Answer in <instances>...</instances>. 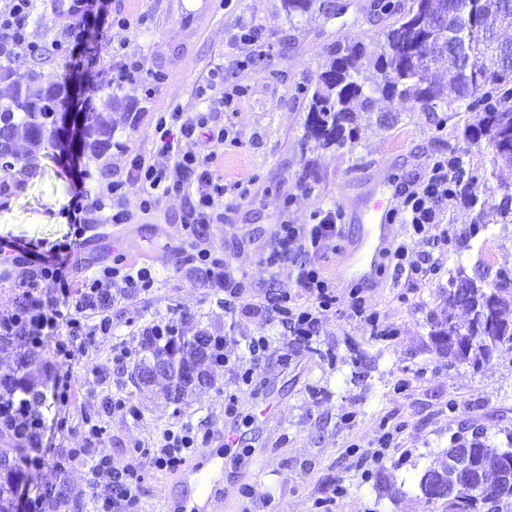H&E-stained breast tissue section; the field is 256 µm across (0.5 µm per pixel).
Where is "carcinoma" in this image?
<instances>
[{"instance_id":"obj_1","label":"carcinoma","mask_w":512,"mask_h":512,"mask_svg":"<svg viewBox=\"0 0 512 512\" xmlns=\"http://www.w3.org/2000/svg\"><path fill=\"white\" fill-rule=\"evenodd\" d=\"M288 21L306 13H318L327 19L341 16L346 5L341 0H282ZM373 0L370 10L395 21L385 32V43L370 47L355 39L336 43L329 62L321 73L307 106L305 128L308 138L320 148L342 146L354 139L357 112L371 113L379 101H412L420 112H447L452 106L481 109L478 122L464 128L472 144L486 145L492 153V168L478 177L459 165L456 180L460 195L478 210V223L512 224V186L500 181L498 169L512 168V65L489 68L486 62L500 53L512 57V43L500 37L501 29L512 26V0ZM473 44L475 61L464 66L455 53L462 41ZM81 69L95 73L94 90L107 97V107L84 110L80 152L92 163H99L112 147V133L119 120L132 111L134 97L114 83L112 67L99 65L97 43L88 35L81 50L58 54L55 68L33 71L24 81L14 79L12 63L0 61V84L7 94L0 96V154L18 161L42 151L63 148L59 127L44 119L48 112L63 107L70 95L72 72ZM497 181L502 191L492 213L485 211L481 194L489 183ZM499 268L493 278L475 276L477 287L471 291L473 303L484 308L491 326L479 327L468 319L457 320V310L448 302L431 314L429 339L432 350L448 364H469L476 368L493 354L512 352V276ZM20 332L0 331V356L17 348ZM205 339L207 352H198L196 341ZM216 338L205 332L192 336L180 332L176 337L149 336L144 354L133 363V382L149 388L163 383L166 399L199 386L214 384L210 366ZM165 364L169 370L159 376L152 367ZM22 363L11 374L0 376V512H15L18 481L25 477L28 462L25 443L32 434L23 425L19 401L35 405L46 402V394L31 382ZM506 444L477 432L471 440L468 465L460 470L454 438L437 455L417 481L420 492L431 496V488L441 485L455 493L442 499L444 512H485L487 500H493L495 512L512 503V480L503 472L512 468V431L505 433ZM77 500L64 488L45 499L41 512H75Z\"/></svg>"}]
</instances>
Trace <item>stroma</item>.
Instances as JSON below:
<instances>
[{
	"mask_svg": "<svg viewBox=\"0 0 512 512\" xmlns=\"http://www.w3.org/2000/svg\"><path fill=\"white\" fill-rule=\"evenodd\" d=\"M113 15L137 19L147 15L146 28L129 33L130 46L146 69L164 74L152 92L137 89V103L112 137V147L88 180L95 190L125 175L136 155H151L158 118L179 111L195 117L203 108L201 90L222 66L226 83H241L248 93L233 118L241 133L239 147L225 150V179L249 177L251 196H227V221L204 230L205 244L229 260L252 283L248 302L261 304L267 292L295 291L291 264L269 269L264 256L276 224H306L319 207L361 206L381 171L397 182L422 175L438 155L461 157L474 174H482L491 158L487 147L468 143L462 130L476 121V112L456 117L415 111L412 103H395L394 125L382 128L362 120L354 140L321 149L308 141L305 119L308 93L327 62L329 46L352 37L382 41L388 19L377 18L371 0H347L344 15L327 19L308 14L288 19L282 0H110ZM256 30L267 56L257 67L237 66L239 50L232 37ZM79 156L38 155L23 161L21 171L0 172L6 182L0 194V238L50 247L68 233L60 211L70 200L69 176L82 171ZM186 198L160 202L150 214L135 215L122 226L96 225L78 246L74 280L105 265L150 264L163 269L157 288L135 296H118L107 315L112 335L92 339L59 330L46 337L29 378L51 392L56 378L72 384L67 404L42 405L45 434L28 468L29 497L67 484L81 505L91 500L85 456L59 470L56 459L69 449H89L110 456L114 467L130 461L135 448L158 445L168 429L192 424L204 447H215L224 428L239 429L245 454L224 460V497L234 512H321L316 503L332 499L330 512H443L411 483L462 430L480 429L491 439L512 429V354L494 356L475 369L448 365L430 349V309L441 304L448 274H467L485 266L512 268V234H493L487 247L463 248L458 236L472 224L475 210L454 199L444 206L448 227L439 273L408 287L397 271L387 269L386 285L367 291V303L391 338L343 312L326 315L316 336L305 346L283 335L276 325L252 314L228 315L216 291L184 265L186 246L178 217ZM50 306L59 298L56 286L39 280L34 267L17 265L0 274V318L16 313L20 298ZM175 321L188 334L203 330L226 340L227 355L239 353L247 337L273 336L276 347L262 361L246 396L257 404H277L275 417L261 426L250 424L240 404L237 369L213 365L214 387H200L179 402L138 389L130 362L115 363L112 349L140 350L144 329ZM68 343L76 352L62 362L56 346ZM121 398L137 407L105 410L107 398ZM104 427L101 439L90 438L88 423ZM393 433L387 459L369 469L378 438Z\"/></svg>",
	"mask_w": 512,
	"mask_h": 512,
	"instance_id": "1",
	"label": "stroma"
}]
</instances>
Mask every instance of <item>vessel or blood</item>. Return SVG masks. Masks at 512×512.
Listing matches in <instances>:
<instances>
[{
	"mask_svg": "<svg viewBox=\"0 0 512 512\" xmlns=\"http://www.w3.org/2000/svg\"><path fill=\"white\" fill-rule=\"evenodd\" d=\"M398 189L383 177L371 192L364 212L344 225L347 243L339 251L334 275L348 288H380L385 282V260L394 244V209ZM240 437L226 429L217 447L200 449L171 480L174 485L169 512H223L224 458L237 453Z\"/></svg>",
	"mask_w": 512,
	"mask_h": 512,
	"instance_id": "obj_1",
	"label": "vessel or blood"
}]
</instances>
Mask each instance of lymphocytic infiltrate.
Instances as JSON below:
<instances>
[{
  "instance_id": "lymphocytic-infiltrate-1",
  "label": "lymphocytic infiltrate",
  "mask_w": 512,
  "mask_h": 512,
  "mask_svg": "<svg viewBox=\"0 0 512 512\" xmlns=\"http://www.w3.org/2000/svg\"><path fill=\"white\" fill-rule=\"evenodd\" d=\"M31 21V0H5L0 6V50L13 58L34 56L39 45L30 37ZM244 93L243 86L235 85L220 96H208L207 111L193 118L178 111L160 116L154 129L153 156H135L125 176L107 183L99 193H88L84 183H77L72 200L63 211L69 224L67 239L49 253L40 254L13 242L0 243V263L13 265L23 259L37 264L41 278L63 292L61 307L29 308L11 316V323L29 336L33 346H41L45 336L62 326L73 336L111 335L108 318L89 326L84 322L87 314L112 305L115 283H122L126 293L133 295L148 292L156 284L152 267L144 264L106 266L79 287H72L69 269L74 246L84 239L91 225L128 224L135 213H150L163 198L181 195L189 203L179 221L191 238L200 227L223 223L226 194L233 192L239 199L249 198L247 182L225 184L217 171L225 144H238L240 133L232 124L214 123L218 114L235 111L236 101ZM454 167L453 160L435 157L429 161L422 179L400 188L395 213L409 225L411 237L429 239L438 229L441 208L455 195ZM341 231L340 218L332 208L314 210L307 224L284 221L277 226L269 266L287 261L298 266L297 292L271 301L279 327L290 335L304 339L314 336L322 316L336 306L349 316H366V298L361 289H350L347 298H339L333 275L324 264L325 256L335 253ZM182 259L199 271L209 287L223 292L226 309H234L246 299L250 286L246 276L208 248L191 247L184 251ZM388 261L411 283L424 279L438 265L432 254L416 251L405 243L393 245ZM196 450L197 433L185 426L166 430L158 446L141 449L140 454L156 467L171 470ZM89 473L97 512H112L116 507L137 512L145 480L139 467L128 464L116 468L110 457L99 456L92 459Z\"/></svg>"
}]
</instances>
